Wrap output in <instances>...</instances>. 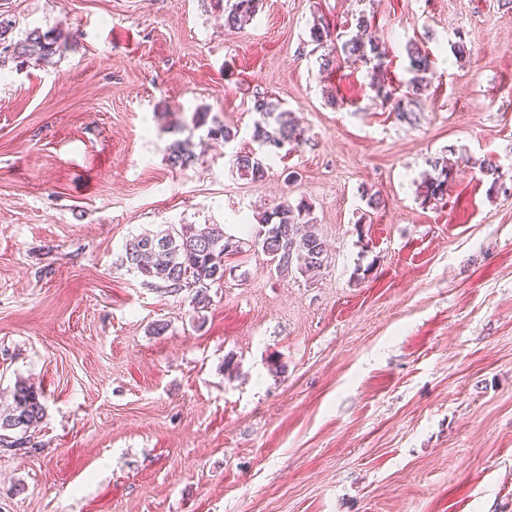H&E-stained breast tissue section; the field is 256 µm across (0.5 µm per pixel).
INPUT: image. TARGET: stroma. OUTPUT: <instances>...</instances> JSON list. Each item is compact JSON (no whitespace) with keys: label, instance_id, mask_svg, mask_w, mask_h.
I'll use <instances>...</instances> for the list:
<instances>
[{"label":"stroma","instance_id":"obj_1","mask_svg":"<svg viewBox=\"0 0 512 512\" xmlns=\"http://www.w3.org/2000/svg\"><path fill=\"white\" fill-rule=\"evenodd\" d=\"M0 15L62 38L0 66V399L24 378L46 406L29 448L0 447V512H512V6L260 0L240 30L208 0ZM361 15L393 86L407 44L428 53L417 122L365 65L320 71L314 19L343 41ZM260 93L303 141L255 183L230 159ZM197 111L235 141L204 143ZM443 156L447 191L422 201ZM286 198L327 243L314 277L250 250L195 307L121 263L164 224L247 237ZM371 85L376 92V97L380 98L383 104H392V109L394 112H397L399 119L408 120L410 122L417 120L414 112H407L404 108L403 98H395L392 90L388 89L383 84L375 83L372 81ZM196 155L189 140H174L169 146L168 160L172 167L186 168L195 162Z\"/></svg>","mask_w":512,"mask_h":512}]
</instances>
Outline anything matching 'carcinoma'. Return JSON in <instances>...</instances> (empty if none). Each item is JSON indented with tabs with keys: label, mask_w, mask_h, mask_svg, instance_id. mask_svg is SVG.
Returning a JSON list of instances; mask_svg holds the SVG:
<instances>
[{
	"label": "carcinoma",
	"mask_w": 512,
	"mask_h": 512,
	"mask_svg": "<svg viewBox=\"0 0 512 512\" xmlns=\"http://www.w3.org/2000/svg\"><path fill=\"white\" fill-rule=\"evenodd\" d=\"M224 5V24L241 29L250 24L257 14L256 0H214V6ZM360 34L342 44L345 58L365 62L369 57L380 58L378 45L367 34L365 16L357 19ZM13 22L0 17V60L29 59L33 56L45 60L58 50L60 36L40 29L30 30L25 38L11 37ZM310 42L319 49L334 38L329 25L318 20L309 28ZM409 72L412 77L406 84L401 98H395L392 90L379 83H372L376 97L384 104H392L400 119L417 120L414 113L406 111L403 99L420 96L428 89L431 72L428 53L416 44L407 48ZM251 111L259 119L254 122L252 139L258 151L237 152L232 155L233 168L253 181L263 180L269 170L265 160L276 157L286 146L300 143L302 130L292 118V112L282 107L279 100L269 95H257ZM193 123L207 128V136L228 144L237 133L225 124L208 121V113L195 112ZM196 155L188 140H174L169 146L168 160L172 167L186 168L195 162ZM432 174L418 185V196L423 200L437 199L444 194L451 172L446 162L437 158L431 161ZM311 206L301 200L294 204L286 199L270 210L257 215L255 232L251 242L224 231L221 224H168L166 228L149 236H138L125 245L122 263L151 284L158 281L172 292L189 290L191 303L199 305L207 300V291L224 284L226 273H234L236 267L228 259L244 251L249 244L261 249L273 264L275 271L286 275L297 269L307 276H315L328 261L323 240L306 229ZM45 396L33 384L18 379L10 391L6 409L0 413V446L21 449L30 444V430L36 428L45 417Z\"/></svg>",
	"instance_id": "1"
}]
</instances>
